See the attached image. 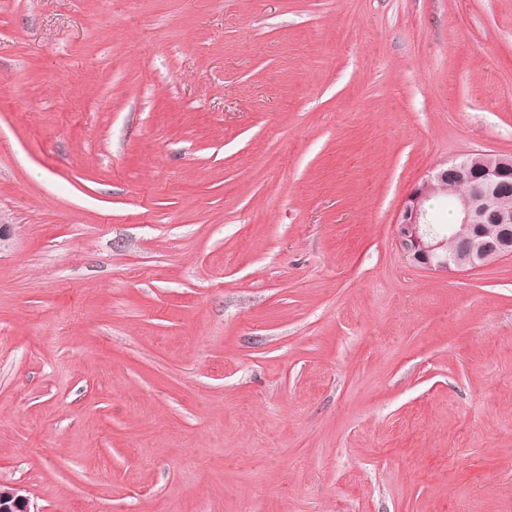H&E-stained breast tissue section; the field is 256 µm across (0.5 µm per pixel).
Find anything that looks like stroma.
<instances>
[{"mask_svg":"<svg viewBox=\"0 0 512 512\" xmlns=\"http://www.w3.org/2000/svg\"><path fill=\"white\" fill-rule=\"evenodd\" d=\"M512 155V0H0V484L32 512H512V257L395 244ZM448 171L455 172L459 182L466 184L457 201L460 222L455 232L464 247L453 253H448L447 240L432 236L426 225L428 207L433 231L442 238H448L451 246L457 244L456 240H451L458 222L455 206L457 181L448 177L444 185ZM509 178H512L511 156L452 161L425 175L408 192L396 217L395 241L403 259L416 269L431 274H448L451 271H474L511 256L512 207L508 203L501 204L490 213L487 205L489 199L499 195L502 184ZM443 185L444 189L431 197ZM442 198L447 200L448 214L455 216L452 223L433 222L435 204ZM489 216L500 227L494 240L476 232V226L483 224ZM496 224H484L487 236L495 234Z\"/></svg>","mask_w":512,"mask_h":512,"instance_id":"stroma-1","label":"stroma"}]
</instances>
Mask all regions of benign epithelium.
Here are the masks:
<instances>
[{
	"label": "benign epithelium",
	"instance_id": "1",
	"mask_svg": "<svg viewBox=\"0 0 512 512\" xmlns=\"http://www.w3.org/2000/svg\"><path fill=\"white\" fill-rule=\"evenodd\" d=\"M453 171L466 185L457 204L460 222L455 236L463 249L448 252L447 240L427 230L426 203L444 185ZM512 178V157L452 161L424 176L406 195L395 221V241L399 253L412 267L431 273L474 271L512 255V205L505 203L489 211L487 202L499 195L502 184ZM499 224L495 239L476 232L487 217ZM0 512H31L26 489L18 484L0 488Z\"/></svg>",
	"mask_w": 512,
	"mask_h": 512
}]
</instances>
